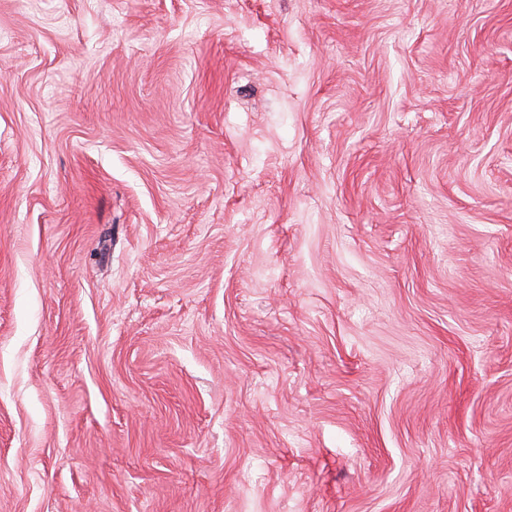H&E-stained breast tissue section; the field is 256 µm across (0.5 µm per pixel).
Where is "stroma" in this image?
<instances>
[{"mask_svg":"<svg viewBox=\"0 0 512 512\" xmlns=\"http://www.w3.org/2000/svg\"><path fill=\"white\" fill-rule=\"evenodd\" d=\"M0 512H512V0H0Z\"/></svg>","mask_w":512,"mask_h":512,"instance_id":"stroma-1","label":"stroma"}]
</instances>
